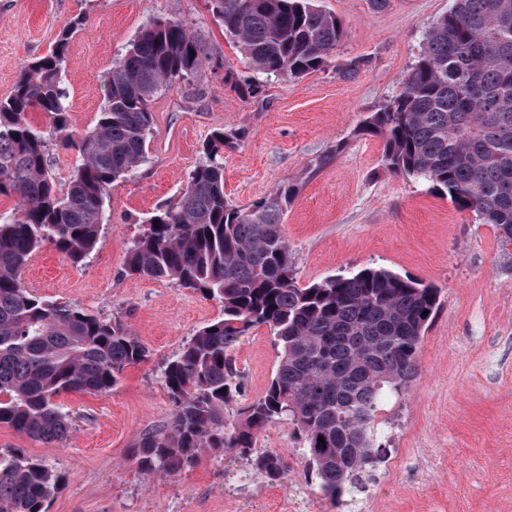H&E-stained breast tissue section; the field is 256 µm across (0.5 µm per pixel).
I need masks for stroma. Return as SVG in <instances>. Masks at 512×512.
Listing matches in <instances>:
<instances>
[{
    "mask_svg": "<svg viewBox=\"0 0 512 512\" xmlns=\"http://www.w3.org/2000/svg\"><path fill=\"white\" fill-rule=\"evenodd\" d=\"M345 34L337 62L360 61L357 76L334 68L268 80L242 97L225 73L249 69L208 0H0V98L21 68L76 25L63 83L74 126L93 128L105 75L149 22L176 18L207 56L194 75L150 102L148 161L116 183L98 244L82 263L53 245L29 259L23 282L38 297L120 321L148 351L106 394L69 392L67 438L46 444L0 424V451L22 448L61 476L48 512H358L332 504L298 454L290 422L263 429L256 451L282 453L284 481L271 485L233 453L202 454L174 476L144 474L133 454L143 434L165 430L172 405L165 363L221 303L171 282L126 273V256L148 218L176 204L214 131L243 132L224 150V194L246 208L295 184L283 221L299 286L367 267H386L439 288L441 305L418 353L419 375L380 411L382 461L365 512H512V246L424 183L384 168V141L359 134L371 112L398 93L432 24L452 0H316ZM243 401L261 397L278 365L268 326H255L232 352Z\"/></svg>",
    "mask_w": 512,
    "mask_h": 512,
    "instance_id": "obj_1",
    "label": "stroma"
}]
</instances>
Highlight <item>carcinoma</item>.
<instances>
[{"instance_id":"1","label":"carcinoma","mask_w":512,"mask_h":512,"mask_svg":"<svg viewBox=\"0 0 512 512\" xmlns=\"http://www.w3.org/2000/svg\"><path fill=\"white\" fill-rule=\"evenodd\" d=\"M209 5L260 75L302 78L330 66L342 79L358 72L355 62H335L343 28L315 0ZM79 24L22 67L0 99V196L18 202L0 216V423L44 442L71 428L55 397L110 392L147 350L119 321L31 295L23 269L45 243L75 264L94 251L112 185L145 162L150 100L207 61L182 21L150 23L112 65L96 124L80 133L62 85ZM33 110L49 117L48 130L31 126ZM361 131L383 139L388 170L424 181L511 245L512 0H453L429 29L401 90L365 118ZM240 138L236 131L213 133L177 203L154 213L128 252L127 273L198 291L224 310L165 364L172 419L164 431L142 437L138 464L150 476H172L208 449L236 451L280 483L283 456L253 449L258 432L287 420L319 491L336 502L365 488V473L380 458L381 405L416 379L440 293L384 267L299 286L282 224L296 187L247 209L224 195V147ZM55 146L81 157L64 191L48 165ZM257 325L274 331L277 370L265 394L232 419L224 409L244 392L232 348ZM60 484L52 467L26 450L0 452V512H47Z\"/></svg>"}]
</instances>
